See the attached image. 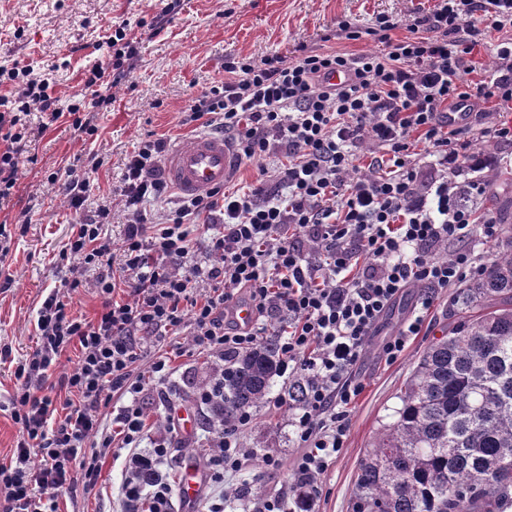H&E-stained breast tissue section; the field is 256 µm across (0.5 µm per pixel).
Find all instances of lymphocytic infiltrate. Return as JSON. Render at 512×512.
Instances as JSON below:
<instances>
[{
    "mask_svg": "<svg viewBox=\"0 0 512 512\" xmlns=\"http://www.w3.org/2000/svg\"><path fill=\"white\" fill-rule=\"evenodd\" d=\"M481 20L512 33V0H439L399 39L386 17L364 33L342 22L338 38L368 34L380 43L362 55L225 57L227 80L193 99L182 122L229 134L257 178L232 193L181 198L156 224L145 223L142 208L169 192L161 173L166 142L150 137L134 148L119 187L120 264L104 230L112 207L98 205L74 222L59 254L67 275L39 307L36 346L15 369L14 392L0 400L19 426L10 461L0 464L4 512H59V493L76 483L95 493L101 460L116 444L137 449L140 466L157 467L169 451L166 436L139 450L145 397L174 385L156 348L184 332L220 364L254 347L266 328L227 318L244 288L257 315L279 326L281 374L307 382L304 402L292 409L301 449L292 472L305 512H314L317 478L343 449L347 415L363 389L355 367L388 310L411 285L457 288L482 276L487 262L478 247L500 235L494 216L461 199L465 189L480 199L487 185L467 181L480 161L448 123L449 110L472 99L512 103V42L500 45L497 68L484 80L462 79ZM106 44L111 68L89 70L86 88L127 76L136 49L124 27ZM333 71L348 80L324 83ZM3 80L18 91L14 101L0 98V200L17 184L32 114L50 123L69 117L91 136L97 128L89 114L99 104L82 97L60 107L53 82L27 68L1 65ZM202 224L210 236L200 255L191 233ZM88 286L103 298L90 320L68 310L71 292ZM72 346L78 360L60 374L65 397L56 401L45 385ZM116 397L124 404L114 413ZM257 455L269 472L280 471L277 456L243 447L238 429L225 432L209 453L211 480L223 483Z\"/></svg>",
    "mask_w": 512,
    "mask_h": 512,
    "instance_id": "lymphocytic-infiltrate-1",
    "label": "lymphocytic infiltrate"
}]
</instances>
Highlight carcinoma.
I'll list each match as a JSON object with an SVG mask.
<instances>
[{
  "label": "carcinoma",
  "instance_id": "cac0c4a2",
  "mask_svg": "<svg viewBox=\"0 0 512 512\" xmlns=\"http://www.w3.org/2000/svg\"><path fill=\"white\" fill-rule=\"evenodd\" d=\"M457 305L359 461L352 512H512V239ZM279 366L276 336L227 361L206 430L218 436L259 408Z\"/></svg>",
  "mask_w": 512,
  "mask_h": 512
}]
</instances>
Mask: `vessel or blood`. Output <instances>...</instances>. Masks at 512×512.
<instances>
[{
	"label": "vessel or blood",
	"instance_id": "1",
	"mask_svg": "<svg viewBox=\"0 0 512 512\" xmlns=\"http://www.w3.org/2000/svg\"><path fill=\"white\" fill-rule=\"evenodd\" d=\"M238 157L233 147L221 136L203 134L190 143L175 147L165 161L169 182L182 194L200 196L223 186L234 177ZM204 481L203 473L194 466L185 467L178 492L184 505L197 499Z\"/></svg>",
	"mask_w": 512,
	"mask_h": 512
}]
</instances>
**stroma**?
Masks as SVG:
<instances>
[{
    "instance_id": "35a3bbf8",
    "label": "stroma",
    "mask_w": 512,
    "mask_h": 512,
    "mask_svg": "<svg viewBox=\"0 0 512 512\" xmlns=\"http://www.w3.org/2000/svg\"><path fill=\"white\" fill-rule=\"evenodd\" d=\"M169 0H0V65L32 68L34 76L51 74L61 104L84 93L87 70L104 63L100 45L119 24L138 41L137 54L126 80L110 88L111 103L98 107L93 122L96 134L75 131L68 118L34 132L27 155L20 158V177L12 195L0 201V225L11 239L10 251L0 260V394L12 392L14 370L35 346L36 311L43 298L60 287L65 270L58 252L76 219L66 203L63 184L68 167L85 173L89 200L112 205L113 219L106 233L113 248H120L124 215L118 196L124 165L136 143L148 137L165 139L168 147L201 134L198 126L181 125V113L192 98L224 79L229 55L262 59L279 53L293 56L296 49L326 48L351 54L379 50L370 36L356 41L335 39L343 21L373 26L377 17L397 22L394 37L407 36V26L434 0H180L169 9L168 22L150 35L154 16L168 9ZM471 150L487 162L477 177L492 190L480 202L482 209L499 215L502 202L512 200V145L492 138L474 140ZM457 289L435 294L428 310H421L423 292L409 288L389 314L384 333L420 311L424 320L418 335L410 337L403 354L392 363L380 355V338L369 343L356 375L364 386L348 418L345 446L319 480L318 512H351V494L360 459L371 450L383 424L393 420L398 394L422 351L441 337L454 319ZM181 382L172 401L148 395L144 401L150 423L165 432L174 460L172 483H179L186 464L203 466L202 412L187 385L203 375L208 358L192 352L184 335L165 337L161 343ZM288 379L275 376L271 395L252 416L242 435L245 447H262L282 458L285 467L269 473L261 458L252 459L240 474L225 477L223 486L204 482L190 512H204L221 489L249 481L255 495L290 494L292 473L287 464L296 453L291 413L282 402ZM190 415V432L169 430L170 417ZM131 453L113 449L102 465V491L84 495L81 488L60 492L62 512H126L121 485Z\"/></svg>"
}]
</instances>
